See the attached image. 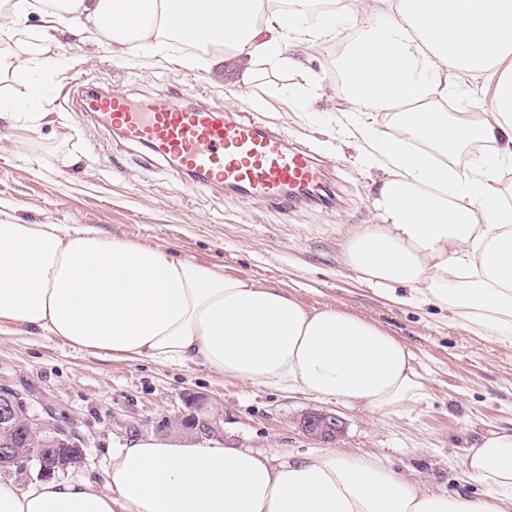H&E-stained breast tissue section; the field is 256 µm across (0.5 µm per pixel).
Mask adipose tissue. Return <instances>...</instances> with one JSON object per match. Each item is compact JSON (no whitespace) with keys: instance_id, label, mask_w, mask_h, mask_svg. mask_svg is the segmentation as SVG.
Returning a JSON list of instances; mask_svg holds the SVG:
<instances>
[{"instance_id":"adipose-tissue-1","label":"adipose tissue","mask_w":512,"mask_h":512,"mask_svg":"<svg viewBox=\"0 0 512 512\" xmlns=\"http://www.w3.org/2000/svg\"><path fill=\"white\" fill-rule=\"evenodd\" d=\"M0 0V44L30 16L39 47L0 76L26 89L53 64L61 35H100L113 55L169 41L223 48L252 64L301 68L296 49L347 35L337 94L347 131L381 170L374 221L346 238L345 264L403 304L452 308L461 327L512 344V0ZM459 113L446 109L449 99ZM392 112L391 134L373 113ZM478 143L466 167L449 156ZM94 352L159 364L200 363L224 377L300 389L369 414L419 405L422 376L406 345L376 323L164 249L78 224L0 221V324ZM488 494L419 490L373 457L324 449L273 458L153 434L112 452L104 480L0 483V512H512V430L465 457Z\"/></svg>"}]
</instances>
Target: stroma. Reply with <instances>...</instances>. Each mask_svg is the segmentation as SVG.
Wrapping results in <instances>:
<instances>
[{
    "label": "stroma",
    "instance_id": "1",
    "mask_svg": "<svg viewBox=\"0 0 512 512\" xmlns=\"http://www.w3.org/2000/svg\"><path fill=\"white\" fill-rule=\"evenodd\" d=\"M342 42L300 53L319 77L305 101L289 98L301 70L261 64L251 83L228 54L218 66H189L182 53L131 50L121 58L85 35H63L57 65L40 79L32 115L0 120V218L29 224H80L101 236L168 249L174 256L266 280L307 305L335 307L381 325L413 356L425 383L417 406L372 415L300 391L245 385L199 364L164 366L94 354L13 324L0 326V385L26 397L30 412L53 407L79 437L73 477L104 478L115 446L140 434L188 436V395L219 408L228 448L270 455L312 453L319 443L297 421L310 409L344 423L336 451L381 459L417 488L484 496L463 461L489 432L512 429V344L460 329L452 310L396 305L342 262L347 233L373 221L372 190L380 173L365 145L341 126L332 68ZM102 83L133 97L160 94L179 105L222 102L258 114L306 143L324 161L337 199L325 207L235 200L172 179L148 150L92 126L78 100Z\"/></svg>",
    "mask_w": 512,
    "mask_h": 512
}]
</instances>
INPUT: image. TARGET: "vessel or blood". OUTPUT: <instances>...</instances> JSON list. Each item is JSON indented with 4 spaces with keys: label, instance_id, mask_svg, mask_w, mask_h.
I'll list each match as a JSON object with an SVG mask.
<instances>
[{
    "label": "vessel or blood",
    "instance_id": "1",
    "mask_svg": "<svg viewBox=\"0 0 512 512\" xmlns=\"http://www.w3.org/2000/svg\"><path fill=\"white\" fill-rule=\"evenodd\" d=\"M95 125L154 154L175 179L281 206L330 202L328 177L306 146L260 117L242 119L223 105H176L164 97L135 101L111 88L80 99Z\"/></svg>",
    "mask_w": 512,
    "mask_h": 512
}]
</instances>
